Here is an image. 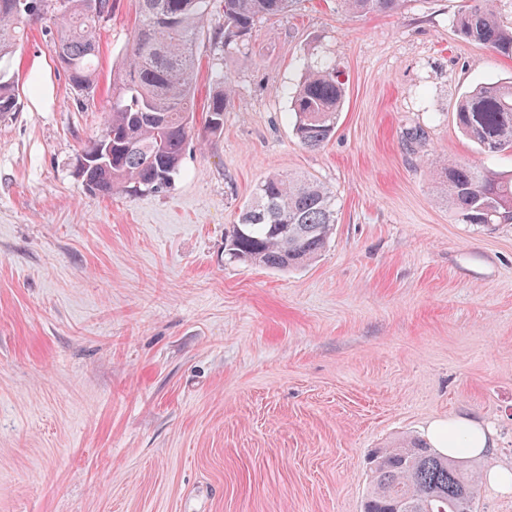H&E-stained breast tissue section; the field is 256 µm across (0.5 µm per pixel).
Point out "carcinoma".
<instances>
[{
    "label": "carcinoma",
    "instance_id": "obj_1",
    "mask_svg": "<svg viewBox=\"0 0 512 512\" xmlns=\"http://www.w3.org/2000/svg\"><path fill=\"white\" fill-rule=\"evenodd\" d=\"M136 26L122 65L112 73V106L101 134L80 156L93 158L80 172L89 191L159 193L171 184L189 146L207 144L224 130V112L233 105L231 81L216 75L214 91L197 124L196 48L210 0H132ZM292 0H223L221 47L248 59L257 25L288 12ZM403 0H342L351 14L392 13ZM0 0V61L17 51L26 29L53 22L51 48L56 66L85 99L98 86L97 29L112 18L114 0ZM495 0H465L458 32L468 41L512 57V26L501 23ZM346 96L336 66L308 69L291 100L293 131L300 145L319 150L335 132ZM19 80L0 73V118L20 108ZM456 122L485 154L512 150V80L483 83L459 102ZM446 186L448 206L465 224L512 223V177L468 162L435 170ZM336 203L319 181L299 175L259 180L251 200L228 231L225 247L244 263L286 270L316 259L333 234ZM371 483L361 512H476L481 474L464 452L441 454L424 439L406 438L370 457Z\"/></svg>",
    "mask_w": 512,
    "mask_h": 512
}]
</instances>
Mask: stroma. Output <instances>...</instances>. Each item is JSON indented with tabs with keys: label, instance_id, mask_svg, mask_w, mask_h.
Listing matches in <instances>:
<instances>
[{
	"label": "stroma",
	"instance_id": "35a3bbf8",
	"mask_svg": "<svg viewBox=\"0 0 512 512\" xmlns=\"http://www.w3.org/2000/svg\"><path fill=\"white\" fill-rule=\"evenodd\" d=\"M462 5L355 17L295 0L244 58L217 43L213 6L196 107L219 72L235 104L170 187L136 196L92 195L78 172L130 0L101 25L90 102L50 58L55 27L29 30L0 63L23 85L0 119V512H361L371 450L457 416L494 432L481 472L512 470V224L459 223L432 175L440 160L512 174V152L484 155L456 124L468 91L512 78V58L457 33ZM322 62L347 96L311 151L290 102ZM294 173L336 196L322 255L285 271L230 259L255 183Z\"/></svg>",
	"mask_w": 512,
	"mask_h": 512
}]
</instances>
